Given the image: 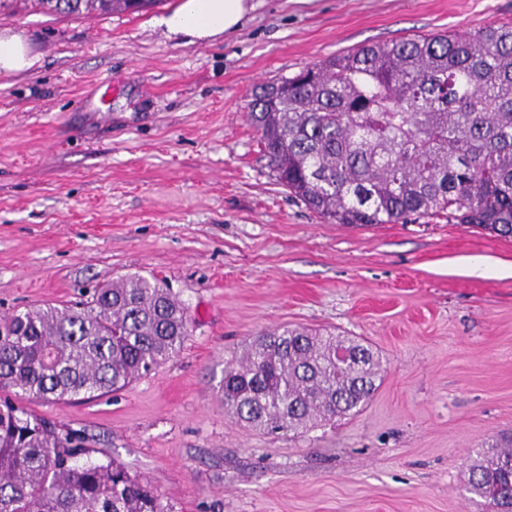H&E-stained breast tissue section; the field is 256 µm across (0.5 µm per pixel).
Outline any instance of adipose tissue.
Returning a JSON list of instances; mask_svg holds the SVG:
<instances>
[{
    "instance_id": "1",
    "label": "adipose tissue",
    "mask_w": 512,
    "mask_h": 512,
    "mask_svg": "<svg viewBox=\"0 0 512 512\" xmlns=\"http://www.w3.org/2000/svg\"><path fill=\"white\" fill-rule=\"evenodd\" d=\"M250 8L249 0H176L155 24L171 38L207 41L235 31ZM35 62L24 35L0 32V73L24 72Z\"/></svg>"
}]
</instances>
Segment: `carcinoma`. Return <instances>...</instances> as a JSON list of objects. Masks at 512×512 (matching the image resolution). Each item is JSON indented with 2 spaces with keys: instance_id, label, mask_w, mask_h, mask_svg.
<instances>
[{
  "instance_id": "cac0c4a2",
  "label": "carcinoma",
  "mask_w": 512,
  "mask_h": 512,
  "mask_svg": "<svg viewBox=\"0 0 512 512\" xmlns=\"http://www.w3.org/2000/svg\"><path fill=\"white\" fill-rule=\"evenodd\" d=\"M60 12V0H0ZM163 0H77L76 13L141 11ZM248 117L276 181L334 224L443 217L512 238V25L330 55L260 87ZM181 302L129 275L82 304L0 321V512H174L143 479L91 458L26 403L119 391L170 360L188 336ZM381 361L360 341L284 326L224 369V404L246 427L309 430L364 408ZM467 492L512 512V437L475 450Z\"/></svg>"
}]
</instances>
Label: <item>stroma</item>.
Instances as JSON below:
<instances>
[{
	"instance_id": "obj_1",
	"label": "stroma",
	"mask_w": 512,
	"mask_h": 512,
	"mask_svg": "<svg viewBox=\"0 0 512 512\" xmlns=\"http://www.w3.org/2000/svg\"><path fill=\"white\" fill-rule=\"evenodd\" d=\"M146 13L24 12L0 74V319L129 275L170 288L181 350L124 390L30 402L176 512H481L467 457L512 433V239L433 220L320 219L277 184L253 92L363 43L512 22V0H251L186 43ZM336 330L383 361L358 414L265 434L224 405L262 331ZM36 63L30 53L28 39L21 33L0 31V73L15 74L29 70Z\"/></svg>"
}]
</instances>
